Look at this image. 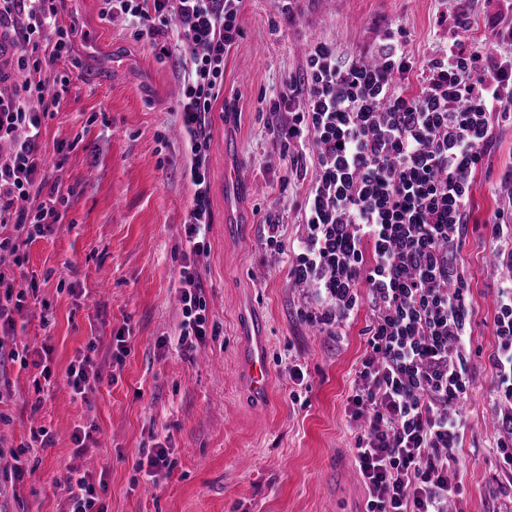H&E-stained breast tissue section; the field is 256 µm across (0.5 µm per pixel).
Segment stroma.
<instances>
[{"label": "stroma", "instance_id": "stroma-1", "mask_svg": "<svg viewBox=\"0 0 512 512\" xmlns=\"http://www.w3.org/2000/svg\"><path fill=\"white\" fill-rule=\"evenodd\" d=\"M452 0H302L299 26H277L271 0H244L243 36L224 61V92L210 114L211 249L198 263L214 336L191 354L174 344L182 320L177 273L185 249L183 223L192 189L182 176L187 157L178 130L177 63L159 60L135 40L132 17L100 15V0H67L56 24L76 30L71 60L59 63L69 85L42 126L46 190L66 197L51 233L14 236L27 256L16 266L0 255V271L32 283L5 348H23L29 364L0 363V512H65L57 478L66 470L103 482L106 512H334L337 502L368 500L355 467L356 433L345 414L355 368L366 347L367 310L340 338L322 334L300 315L303 292L288 280V254L263 245V219L272 213L285 242L302 230L300 188L269 141L286 113L263 111L262 100L298 74L315 40L341 52L370 51L385 19L407 32L417 60L454 37L445 16ZM240 168L236 188L245 231L225 235L226 166ZM512 165V124L495 130V144L477 169L471 206L479 225L463 261L470 277L475 379L465 405L468 429L454 452L463 475L462 512H505L512 499L499 486L489 441L494 434L488 356L498 271L484 225L512 200L500 184ZM31 195L27 208L46 200ZM264 315L269 335L271 397L256 404L236 370L238 323L244 302ZM130 333L123 360L112 338ZM104 374L88 398L68 386L65 371L88 341ZM53 376L44 379L43 356ZM304 368V385L291 378ZM46 428L49 447H30L19 477L6 478L13 449L31 430ZM93 430L97 446L77 452V429ZM169 440L172 465L157 480L138 462Z\"/></svg>", "mask_w": 512, "mask_h": 512}]
</instances>
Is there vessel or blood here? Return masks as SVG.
<instances>
[{
    "instance_id": "b4317fda",
    "label": "vessel or blood",
    "mask_w": 512,
    "mask_h": 512,
    "mask_svg": "<svg viewBox=\"0 0 512 512\" xmlns=\"http://www.w3.org/2000/svg\"><path fill=\"white\" fill-rule=\"evenodd\" d=\"M244 343L239 350V362L244 373V384L257 402H265L271 393L269 344L265 323L254 314L242 326Z\"/></svg>"
}]
</instances>
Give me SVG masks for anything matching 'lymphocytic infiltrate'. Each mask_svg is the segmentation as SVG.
Segmentation results:
<instances>
[{"mask_svg":"<svg viewBox=\"0 0 512 512\" xmlns=\"http://www.w3.org/2000/svg\"><path fill=\"white\" fill-rule=\"evenodd\" d=\"M66 0H0V25L29 51L17 63L29 77L19 98H0V141L21 127L27 139L0 161V224L33 238L57 224L64 195L51 191L18 212L43 177L42 122L69 83L55 74L72 53L74 31L56 27ZM103 16L136 21V39L181 65L179 122L193 190L184 222L189 245L179 270V345H204L209 316L197 270L210 244L208 116L224 90V60L243 35V0H101ZM476 0H454L455 38L418 61L395 21L367 55L311 44L303 71L286 80L267 111L287 113L270 140L304 188L302 232L289 249L288 278L307 290L301 317L337 335L367 308L366 350L346 413L359 434L352 450L368 490L367 512H451L463 485L454 450L467 427L462 405L474 376L475 310L462 251L470 234L473 176L494 142L495 124L512 122V21L490 20L494 53L474 49ZM54 79H47V72ZM493 265L510 271L496 293L488 357L501 473L512 475V205L490 225ZM61 483L66 512H104L88 474Z\"/></svg>","mask_w":512,"mask_h":512,"instance_id":"lymphocytic-infiltrate-1","label":"lymphocytic infiltrate"}]
</instances>
